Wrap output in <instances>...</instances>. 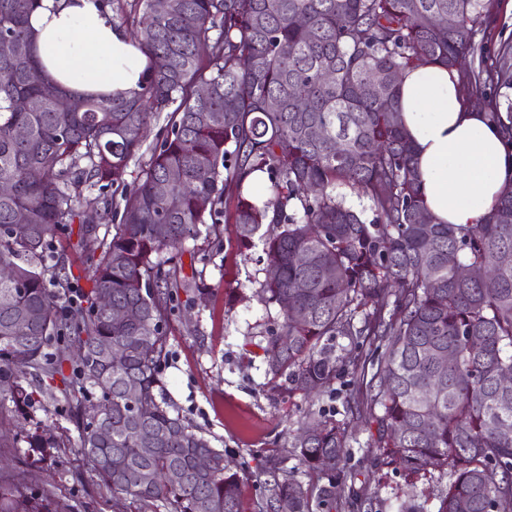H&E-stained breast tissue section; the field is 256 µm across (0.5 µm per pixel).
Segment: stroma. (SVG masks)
I'll list each match as a JSON object with an SVG mask.
<instances>
[{
    "label": "stroma",
    "instance_id": "stroma-1",
    "mask_svg": "<svg viewBox=\"0 0 512 512\" xmlns=\"http://www.w3.org/2000/svg\"><path fill=\"white\" fill-rule=\"evenodd\" d=\"M165 125L162 117L152 123L140 151L112 187L102 191L80 185L82 196L98 201V234L114 233L125 191L132 188ZM182 262L184 274L201 271L207 290L200 294L186 285L173 295L174 311L166 325L168 356L161 368L173 410L203 431L239 471L244 512H262L263 470L269 458L282 459L285 469L308 487L319 486L316 474L299 468L288 433L306 411L342 409L351 374L337 376L333 393L308 401L272 390L259 343L275 329L277 312L265 309L247 284L266 256L258 245L241 248L232 222H219L215 234L187 241ZM347 470L344 496L313 505V512H363L365 499L371 500L373 512H396L407 493L433 501L449 480L435 471L408 485L362 447L353 448ZM0 480L47 494L67 512H169L158 502L145 505L112 495L72 448L59 449L54 460L37 464L26 461L22 449L0 448Z\"/></svg>",
    "mask_w": 512,
    "mask_h": 512
}]
</instances>
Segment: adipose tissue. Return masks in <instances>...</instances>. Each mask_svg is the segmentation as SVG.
<instances>
[{"mask_svg": "<svg viewBox=\"0 0 512 512\" xmlns=\"http://www.w3.org/2000/svg\"><path fill=\"white\" fill-rule=\"evenodd\" d=\"M29 26L41 69L74 95L129 97L152 73L142 46L102 0H41ZM399 100L433 221L483 223L512 186V137L489 112L468 104L454 68L429 63L406 69Z\"/></svg>", "mask_w": 512, "mask_h": 512, "instance_id": "adipose-tissue-1", "label": "adipose tissue"}]
</instances>
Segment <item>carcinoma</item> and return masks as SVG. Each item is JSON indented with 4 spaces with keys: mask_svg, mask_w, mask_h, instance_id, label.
Instances as JSON below:
<instances>
[{
    "mask_svg": "<svg viewBox=\"0 0 512 512\" xmlns=\"http://www.w3.org/2000/svg\"><path fill=\"white\" fill-rule=\"evenodd\" d=\"M38 2L0 0V182L13 186L0 196V265L12 270L0 278V416L11 419L0 447L23 443L39 461L66 447L32 415L39 397L59 393L76 451L110 493L171 512H244L239 472L172 411L160 378L178 259L232 198L240 244L257 237L266 254L254 295L280 308L266 375L308 398L352 374L343 418L309 412L291 433L298 465L328 478L318 498L344 492L356 444L408 477L449 470L436 505L405 501L398 512H512V392H498L512 368V262L501 263L512 254V188L480 225L418 223L425 208L398 93L405 70L454 67L482 50L488 0H172L142 32L154 62L143 92L86 96L85 112L59 111L45 91L65 90L27 78L40 69L28 26ZM439 15L452 25L436 29ZM370 79L381 96L358 94ZM466 89L495 90L497 120L507 99L512 136V42L468 72ZM30 98L44 99L40 111L22 107ZM173 104L121 224L99 237L96 202L69 186L113 184ZM338 139L339 154L329 147ZM253 171L267 175L260 199L244 186ZM342 185L370 202L373 219L346 205ZM265 224L280 231L266 236ZM63 234L92 261L89 290L65 305L74 275L53 250ZM483 267L493 274L460 275ZM102 291L139 318L112 322L97 306ZM339 338L350 346L336 349ZM110 343L128 354L103 371L96 355ZM441 351L455 357L444 362ZM360 418L375 425L364 442L351 429ZM201 451L214 459L207 471L195 465ZM264 491L265 512L282 501L310 512L309 490L278 459ZM0 512L58 510L46 494L0 486Z\"/></svg>",
    "mask_w": 512,
    "mask_h": 512,
    "instance_id": "1",
    "label": "carcinoma"
}]
</instances>
